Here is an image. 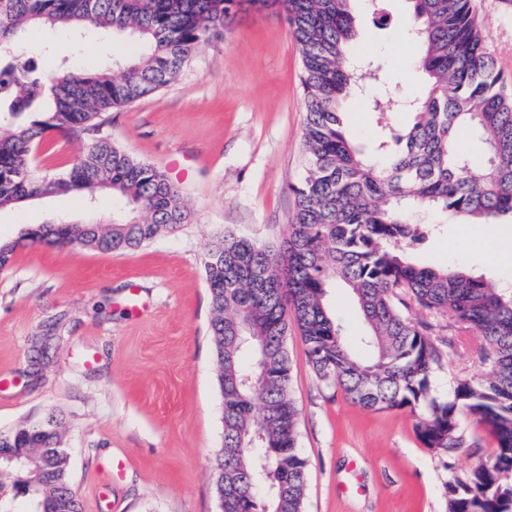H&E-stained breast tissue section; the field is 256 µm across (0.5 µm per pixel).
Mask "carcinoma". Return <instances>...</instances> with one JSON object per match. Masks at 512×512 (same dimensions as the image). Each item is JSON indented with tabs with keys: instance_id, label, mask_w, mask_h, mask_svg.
Here are the masks:
<instances>
[{
	"instance_id": "obj_1",
	"label": "carcinoma",
	"mask_w": 512,
	"mask_h": 512,
	"mask_svg": "<svg viewBox=\"0 0 512 512\" xmlns=\"http://www.w3.org/2000/svg\"><path fill=\"white\" fill-rule=\"evenodd\" d=\"M299 47L306 121V174L292 187L296 210L282 240L259 243L225 233L205 255L219 365L224 438L214 463L220 512H305L307 459L297 442L298 407L290 394L286 340L298 330L316 377L372 410L406 409L419 442L435 453L462 446V418L479 423L495 447L448 482V512H512V292L466 270L417 266L408 249L431 225L414 220L435 209L496 224L512 217V95L504 89L478 25L475 0H410L420 44L424 97L404 100L410 123L375 141V162L347 133L342 101L379 80L374 61L348 55L357 40L350 0H274ZM241 0H0V209L28 200L106 191L121 204L112 224L52 222L0 244V268L22 242L125 254L192 220L180 190L101 130L107 114L171 83L198 46L225 32ZM31 27L72 35L88 29L138 39L141 51L100 71L60 66L48 75L17 59ZM96 134L83 156L42 174L35 152L44 134ZM478 151L457 148L461 133ZM339 280L351 288L368 326L357 356L343 341L325 297ZM448 315L481 336L487 365L439 396L433 378L442 350L431 326L410 307ZM58 319L32 342L29 375L56 352ZM59 421L0 431V448L30 454L0 467L26 474L37 512H81L69 481Z\"/></svg>"
}]
</instances>
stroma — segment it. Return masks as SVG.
Wrapping results in <instances>:
<instances>
[{"mask_svg": "<svg viewBox=\"0 0 512 512\" xmlns=\"http://www.w3.org/2000/svg\"><path fill=\"white\" fill-rule=\"evenodd\" d=\"M486 46L512 91V0H476ZM377 24L368 0H353L357 47L378 58L384 78L346 102L349 133L368 145L384 124L409 116L401 99L424 87L407 38L408 0H385ZM139 50L88 31L31 30L17 49L50 71L59 64L94 72ZM299 48L282 11L243 0L224 35L202 43L167 87L113 110L112 141L163 172L193 212L178 232H163L126 254L34 244L0 270V431L56 414L69 476L82 512H218L213 462L223 443L217 362L209 336L210 292L203 272L208 243L234 231L266 243L283 237L304 176L305 112ZM93 138L47 133L35 163L68 168ZM112 220V199L62 195L0 209V241L50 221ZM433 235L416 264L464 268L512 289V260H495L461 224L422 214ZM326 303L343 340L363 352L366 325L344 286ZM411 313L448 340L434 388L484 375L472 330ZM60 320L55 358L27 376L31 340L48 317ZM290 387L299 408L298 445L308 459L305 512H446L447 485L493 446L477 423L461 424L465 447L438 455L417 440L407 410H370L326 388L310 368L298 332L287 340ZM124 463L110 501L99 497L110 460Z\"/></svg>", "mask_w": 512, "mask_h": 512, "instance_id": "stroma-1", "label": "stroma"}]
</instances>
